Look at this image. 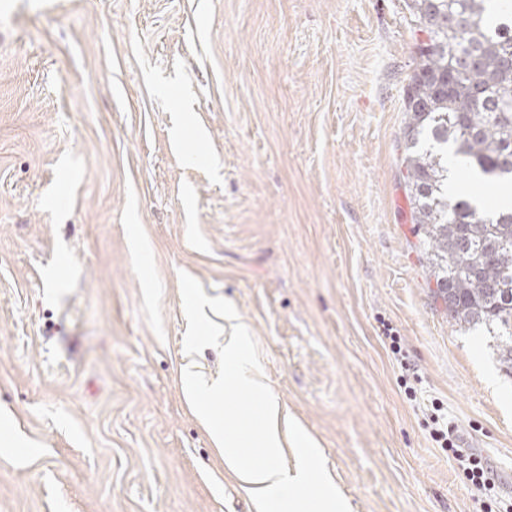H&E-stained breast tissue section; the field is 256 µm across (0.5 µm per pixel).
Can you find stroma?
I'll use <instances>...</instances> for the list:
<instances>
[{"label":"stroma","instance_id":"35a3bbf8","mask_svg":"<svg viewBox=\"0 0 512 512\" xmlns=\"http://www.w3.org/2000/svg\"><path fill=\"white\" fill-rule=\"evenodd\" d=\"M407 3L0 0V512H254L182 387L205 326L350 512L512 505V377L411 217ZM463 478L478 490H491L495 486L497 474L481 456L470 454L460 460Z\"/></svg>","mask_w":512,"mask_h":512}]
</instances>
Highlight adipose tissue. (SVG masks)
I'll use <instances>...</instances> for the list:
<instances>
[{"instance_id": "adipose-tissue-1", "label": "adipose tissue", "mask_w": 512, "mask_h": 512, "mask_svg": "<svg viewBox=\"0 0 512 512\" xmlns=\"http://www.w3.org/2000/svg\"><path fill=\"white\" fill-rule=\"evenodd\" d=\"M244 340L234 337L224 342L227 372L223 381L212 384L199 382L192 365H185L182 382L187 399L209 429L219 447L225 466L238 477L243 489L253 499L256 512H284L294 498H302L307 512H342L343 501L328 479L311 481L310 473L317 466L319 450L315 442L300 428L291 434L302 449L293 467L279 465L281 448L279 422L282 408L279 401L247 367L243 357ZM246 389L248 395L262 401L264 438L261 449L250 444L235 427V414L218 416L224 402L226 386Z\"/></svg>"}]
</instances>
